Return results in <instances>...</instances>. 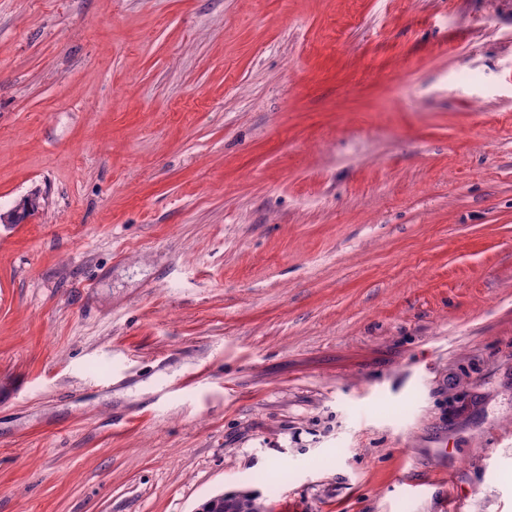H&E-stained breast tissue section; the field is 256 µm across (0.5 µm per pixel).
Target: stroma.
<instances>
[{
    "mask_svg": "<svg viewBox=\"0 0 512 512\" xmlns=\"http://www.w3.org/2000/svg\"><path fill=\"white\" fill-rule=\"evenodd\" d=\"M34 193L0 512H512V0H0Z\"/></svg>",
    "mask_w": 512,
    "mask_h": 512,
    "instance_id": "obj_1",
    "label": "stroma"
}]
</instances>
